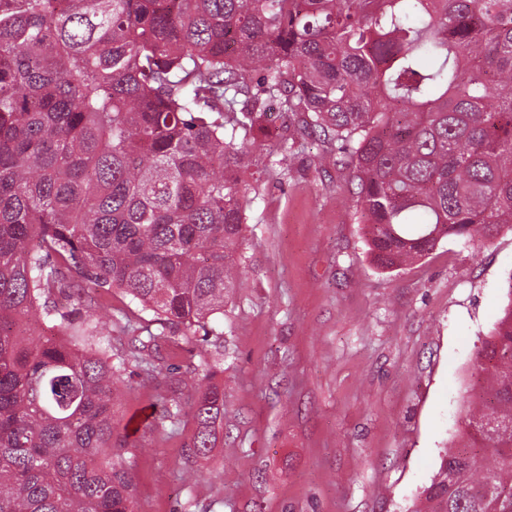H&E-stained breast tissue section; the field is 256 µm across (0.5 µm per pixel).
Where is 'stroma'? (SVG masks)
<instances>
[{
  "instance_id": "1",
  "label": "stroma",
  "mask_w": 512,
  "mask_h": 512,
  "mask_svg": "<svg viewBox=\"0 0 512 512\" xmlns=\"http://www.w3.org/2000/svg\"><path fill=\"white\" fill-rule=\"evenodd\" d=\"M281 126L259 133L245 176L242 285L216 321L222 448L193 483L180 477L192 419L155 426L157 383L126 367L119 453L140 512H412L464 427L474 357L507 302L512 232L380 270L347 177L322 173L311 149L270 173ZM108 303L117 352L151 316L118 291Z\"/></svg>"
}]
</instances>
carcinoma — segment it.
Wrapping results in <instances>:
<instances>
[{"label": "carcinoma", "mask_w": 512, "mask_h": 512, "mask_svg": "<svg viewBox=\"0 0 512 512\" xmlns=\"http://www.w3.org/2000/svg\"><path fill=\"white\" fill-rule=\"evenodd\" d=\"M270 103L272 166L317 139L380 268L512 231V0H0V512H137L112 452L130 362L156 425L192 418L186 473L218 447V361L176 371L159 348L222 336ZM114 289L160 326L115 355L94 319ZM508 295L465 445L414 512H512Z\"/></svg>", "instance_id": "1"}]
</instances>
